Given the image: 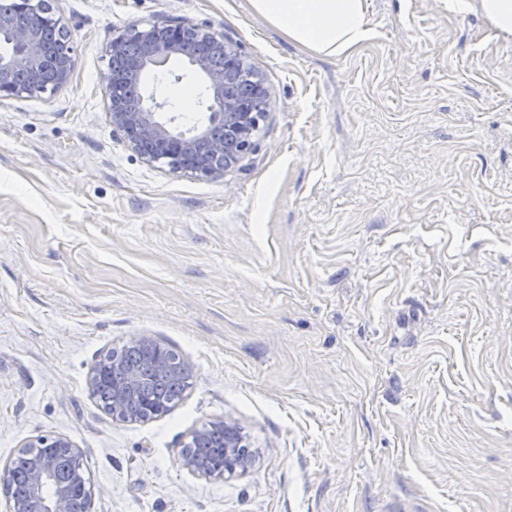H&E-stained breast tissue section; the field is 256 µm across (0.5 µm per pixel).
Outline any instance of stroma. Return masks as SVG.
Returning <instances> with one entry per match:
<instances>
[{
  "label": "stroma",
  "mask_w": 512,
  "mask_h": 512,
  "mask_svg": "<svg viewBox=\"0 0 512 512\" xmlns=\"http://www.w3.org/2000/svg\"><path fill=\"white\" fill-rule=\"evenodd\" d=\"M51 5L68 83L0 100V464L70 437L91 512H512V39L443 0H370L373 37L336 59L246 0ZM163 21L222 35L267 91L254 151L222 175L112 133L107 46ZM146 90L160 121L204 122L184 61ZM139 336L192 385L115 422L90 369ZM225 417L254 465L184 469Z\"/></svg>",
  "instance_id": "obj_1"
}]
</instances>
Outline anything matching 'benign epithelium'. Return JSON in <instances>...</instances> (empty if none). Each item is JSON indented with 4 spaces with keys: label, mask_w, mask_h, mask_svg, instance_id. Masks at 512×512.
Masks as SVG:
<instances>
[{
    "label": "benign epithelium",
    "mask_w": 512,
    "mask_h": 512,
    "mask_svg": "<svg viewBox=\"0 0 512 512\" xmlns=\"http://www.w3.org/2000/svg\"><path fill=\"white\" fill-rule=\"evenodd\" d=\"M0 38L11 45L9 52L0 54V99L31 96L68 82L74 65L71 31L52 9L44 7V0H14V11L0 14ZM201 41L217 45L220 65H213V56L199 54ZM107 51L127 63L126 72L109 68L103 76L112 132L145 161L165 165L175 173L210 177L253 151L258 110L267 104V92L257 74L221 36L181 22L150 29L132 24L112 37ZM159 56L182 58L203 76L209 92L205 123L178 130L174 121L158 119L164 104L153 96L141 97L137 105L125 100L127 78L146 70ZM130 343L156 352L158 374L173 379L182 376V366L170 363L167 351L155 340L141 336ZM114 363L107 356L99 359L89 378L92 393L99 384L112 381V403L107 408L112 420L136 422L141 415L155 412L157 406L142 396L145 376L129 369L122 378L112 380ZM215 426L224 431V458L207 469L194 455L185 453L183 467L205 478L247 471L254 453L245 444L239 423L225 418ZM24 447L31 449L24 498L7 496L6 512H69L74 497L87 491L80 448L65 435L37 436Z\"/></svg>",
    "instance_id": "7a95c632"
}]
</instances>
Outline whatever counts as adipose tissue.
Listing matches in <instances>:
<instances>
[{"label": "adipose tissue", "instance_id": "ef3b65f1", "mask_svg": "<svg viewBox=\"0 0 512 512\" xmlns=\"http://www.w3.org/2000/svg\"><path fill=\"white\" fill-rule=\"evenodd\" d=\"M249 11L310 53L356 52L372 35L368 0H247ZM455 15L483 14L497 34L512 36V0H448Z\"/></svg>", "mask_w": 512, "mask_h": 512}]
</instances>
